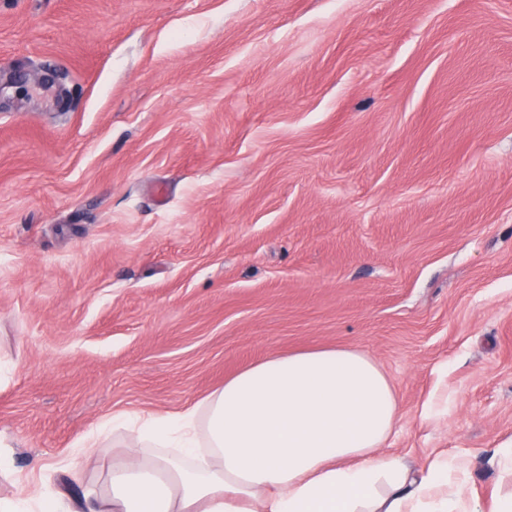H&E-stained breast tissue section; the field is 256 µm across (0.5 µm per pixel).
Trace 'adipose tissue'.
Returning a JSON list of instances; mask_svg holds the SVG:
<instances>
[{
    "instance_id": "obj_1",
    "label": "adipose tissue",
    "mask_w": 512,
    "mask_h": 512,
    "mask_svg": "<svg viewBox=\"0 0 512 512\" xmlns=\"http://www.w3.org/2000/svg\"><path fill=\"white\" fill-rule=\"evenodd\" d=\"M397 412L363 352L274 354L180 413L113 416L123 456L106 475L0 512H483L447 492L455 456L421 470L377 456Z\"/></svg>"
}]
</instances>
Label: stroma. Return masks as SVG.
Instances as JSON below:
<instances>
[{"label":"stroma","instance_id":"obj_1","mask_svg":"<svg viewBox=\"0 0 512 512\" xmlns=\"http://www.w3.org/2000/svg\"><path fill=\"white\" fill-rule=\"evenodd\" d=\"M0 83V498L328 347L512 494V0H0Z\"/></svg>","mask_w":512,"mask_h":512}]
</instances>
